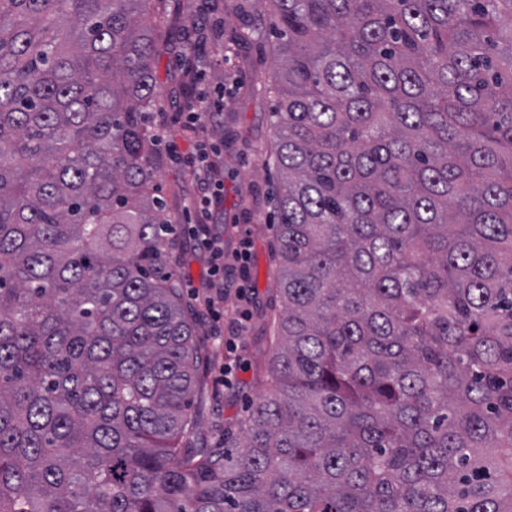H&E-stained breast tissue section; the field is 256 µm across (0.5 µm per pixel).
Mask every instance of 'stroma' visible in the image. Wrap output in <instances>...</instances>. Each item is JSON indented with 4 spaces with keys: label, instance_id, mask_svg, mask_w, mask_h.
<instances>
[{
    "label": "stroma",
    "instance_id": "stroma-1",
    "mask_svg": "<svg viewBox=\"0 0 512 512\" xmlns=\"http://www.w3.org/2000/svg\"><path fill=\"white\" fill-rule=\"evenodd\" d=\"M238 11L222 10L210 14H187L179 0H166L167 10L182 35L192 36L196 28L205 26L215 30H231L244 19L256 20L265 14V0H237ZM212 63L204 75L211 88H223L224 109L214 120L195 129L183 127L184 106L172 93L171 77L176 63L169 55H161L155 62L157 86L161 104L153 121L168 127L170 138L179 147L180 157H167L166 165L157 178L161 197L172 213L187 211L193 193L186 153L197 143L217 144L224 157L220 174L224 182V250L232 252L239 234H246L252 242V260L248 281L255 290L252 302L238 299L234 289H225L214 297V306L223 308L225 321L238 318L240 312L250 311L251 317L235 349H227L215 338L217 324L207 316H200L196 327L197 345L214 358L215 363L204 371L202 392L195 398L192 416L199 432L198 446L218 448L225 436H239L238 421L253 401L263 393L262 375L271 360L272 350L259 338L264 333L258 312L275 317L280 304L273 292L276 261L273 257V197L278 183L277 173L267 163L266 150L275 135L274 104L252 97L248 91L251 72H267L277 63L265 44L254 45L249 59H242L235 51L221 49L210 41L202 49ZM231 364L236 368L230 385L220 380V368Z\"/></svg>",
    "mask_w": 512,
    "mask_h": 512
}]
</instances>
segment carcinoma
Segmentation results:
<instances>
[{
    "mask_svg": "<svg viewBox=\"0 0 512 512\" xmlns=\"http://www.w3.org/2000/svg\"><path fill=\"white\" fill-rule=\"evenodd\" d=\"M161 2L0 0V512H512V0H268L283 309L187 453Z\"/></svg>",
    "mask_w": 512,
    "mask_h": 512,
    "instance_id": "carcinoma-1",
    "label": "carcinoma"
}]
</instances>
